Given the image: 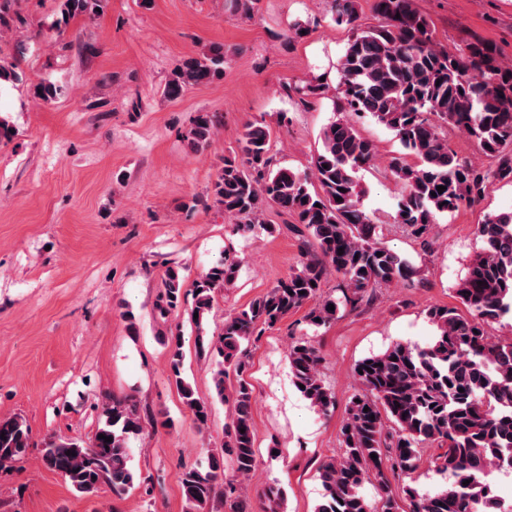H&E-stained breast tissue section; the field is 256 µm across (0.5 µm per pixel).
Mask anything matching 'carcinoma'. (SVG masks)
<instances>
[{"label": "carcinoma", "mask_w": 512, "mask_h": 512, "mask_svg": "<svg viewBox=\"0 0 512 512\" xmlns=\"http://www.w3.org/2000/svg\"><path fill=\"white\" fill-rule=\"evenodd\" d=\"M102 2L63 0L62 8L69 16H94ZM374 10L383 25L365 30L358 24L356 0L337 4L334 22L355 33L336 71L339 117L323 129L310 170L300 173L277 162L269 128L251 123L237 148L224 157L213 183V203L234 221V231L273 232L264 220L266 209L273 207L291 218L292 229L307 239L302 241L299 268L226 319L215 344L207 336L214 296L235 280L238 264L226 259L194 282L189 319L197 330L198 353L215 349L223 357L213 375L215 398L232 400L233 412L224 425V448L210 452L206 465L183 472L187 512H214L217 502L229 512H243L242 485L255 472L257 454L253 394L242 377L243 345L260 334L259 326L270 327L311 301L315 305L306 322L326 326L340 308L370 303L378 288L416 274L406 258L382 241L363 208L357 174L375 164L377 153L353 117H371L416 158L408 164L394 156L388 169L401 188L394 223L425 246L433 226L461 204L477 202L488 183H512V64L503 62L488 43L453 49L439 45L415 0H374ZM223 66L224 50L214 46L177 68L164 95L177 99L187 88L220 76ZM218 124L216 115L200 113L190 131L192 145L206 147ZM449 125L464 129L491 164L480 167L452 151L444 132ZM439 186L446 190L437 192ZM477 236L482 252L455 288L465 311L432 306L428 317L437 334L430 345L418 349L396 343L356 363L361 393L348 404L340 453L318 467L325 491L318 512H399L382 467L388 462L393 471L413 473L427 442L444 449L434 466L448 474L450 484L435 496L407 488L410 512H512V504L505 505L492 489L496 473L512 470V340H494L485 332L486 325L512 311V212L487 215L477 225ZM331 270L342 278L341 296L323 299L322 284ZM164 286L156 303L163 317L181 306L179 270L166 271ZM167 343L170 376L194 422L204 428L211 407L182 377L180 334H170ZM322 362L307 339L288 348L294 385H304L302 396L326 415L334 408V394L322 377ZM232 374L236 385L228 396L224 380ZM98 408L90 441L51 438L44 443L42 460L80 493L106 485L120 497L133 486L128 442L142 429L140 408L129 397H106ZM101 434L112 441L99 438ZM30 448L25 420L1 418L0 470L22 461ZM227 463L232 467L229 476ZM371 474L381 490L376 502L360 493ZM264 496L268 512H281V487H268Z\"/></svg>", "instance_id": "1"}]
</instances>
